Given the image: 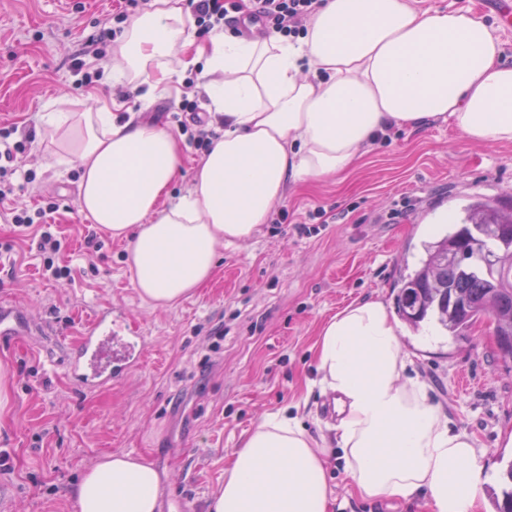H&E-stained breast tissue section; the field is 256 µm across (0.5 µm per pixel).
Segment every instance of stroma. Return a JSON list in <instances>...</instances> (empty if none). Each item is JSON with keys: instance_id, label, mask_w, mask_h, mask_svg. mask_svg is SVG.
Segmentation results:
<instances>
[{"instance_id": "1", "label": "stroma", "mask_w": 512, "mask_h": 512, "mask_svg": "<svg viewBox=\"0 0 512 512\" xmlns=\"http://www.w3.org/2000/svg\"><path fill=\"white\" fill-rule=\"evenodd\" d=\"M117 0H0V128L34 130L18 155L35 180L0 204V297L51 335L21 343L0 336V382L10 403L0 411V512H78L71 489L99 456H144L162 476L160 512H206L224 481L241 436L268 413L287 410L314 439L336 445L330 421L318 411L312 346L322 322L358 299L393 304V290L413 268L427 224L443 232L448 215L469 196L512 206V144L464 140L444 121L367 150L344 183L327 179L287 193L292 218L324 207L330 216L298 233L291 223L265 224L247 243L219 250L206 288L178 304L142 301L124 264L127 242L90 224L79 208L80 173L57 171L44 112H84L131 93L108 80L111 62L86 56L97 74L82 86L72 70L86 43L115 28ZM56 204L50 221L64 248L70 278L42 274L33 229L16 227L12 208ZM96 234L101 249L86 245ZM117 308L144 337L138 368L109 387L84 392L61 361L93 311ZM401 340L411 373L429 398L470 434L484 465L483 481L501 473L500 454H512V358L498 348L490 319L456 337L413 333ZM328 483L332 512H388L350 493L341 464Z\"/></svg>"}]
</instances>
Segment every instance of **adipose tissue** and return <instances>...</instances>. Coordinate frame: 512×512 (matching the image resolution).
<instances>
[{
    "label": "adipose tissue",
    "instance_id": "ef3b65f1",
    "mask_svg": "<svg viewBox=\"0 0 512 512\" xmlns=\"http://www.w3.org/2000/svg\"><path fill=\"white\" fill-rule=\"evenodd\" d=\"M183 0H152L125 29L115 81L154 99L199 71L224 130L192 169L165 123L112 101L48 112L60 165L80 171V210L129 239L125 264L138 294L168 307L213 276L223 245L251 240L289 188L343 179L387 126L443 120L478 144H512V63L482 18L415 8L411 0H327L304 38L195 36ZM314 362L335 396L336 448L353 493L388 507L424 495L431 512H480L483 467L474 439L431 403L410 375L398 324L378 298L356 300L321 324ZM330 457L278 411L244 433L207 512H328ZM160 475L141 456L109 453L72 489L78 512H157Z\"/></svg>",
    "mask_w": 512,
    "mask_h": 512
}]
</instances>
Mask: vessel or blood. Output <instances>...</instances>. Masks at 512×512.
<instances>
[{
  "label": "vessel or blood",
  "instance_id": "b4317fda",
  "mask_svg": "<svg viewBox=\"0 0 512 512\" xmlns=\"http://www.w3.org/2000/svg\"><path fill=\"white\" fill-rule=\"evenodd\" d=\"M32 328L17 311L0 302V335L26 337ZM144 340L129 335L117 311L96 310L78 344L67 351L63 366L68 379L80 390L96 391L128 377L140 364Z\"/></svg>",
  "mask_w": 512,
  "mask_h": 512
}]
</instances>
